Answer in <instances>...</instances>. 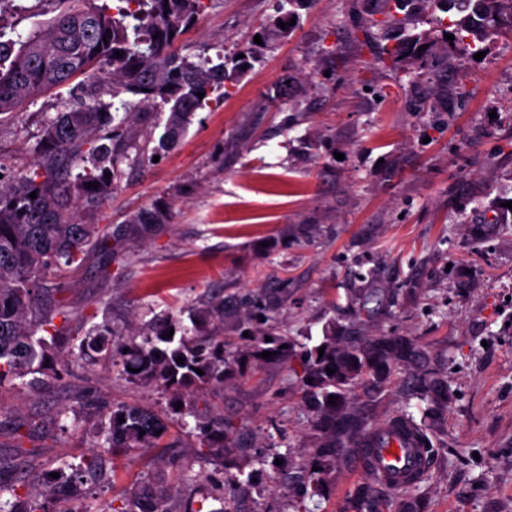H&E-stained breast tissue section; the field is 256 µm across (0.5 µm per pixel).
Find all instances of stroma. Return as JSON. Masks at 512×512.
I'll list each match as a JSON object with an SVG mask.
<instances>
[{
    "label": "stroma",
    "instance_id": "stroma-1",
    "mask_svg": "<svg viewBox=\"0 0 512 512\" xmlns=\"http://www.w3.org/2000/svg\"><path fill=\"white\" fill-rule=\"evenodd\" d=\"M383 7L313 0L301 9L293 32L268 38L233 72L175 149L123 165L98 216L112 231L107 250L48 279L63 290L78 341L105 322L136 337L163 314L187 328V307L217 296L232 337L259 294L268 327L297 349L333 326L354 338L403 337L421 351L420 362L394 364L385 383L363 380L348 399L366 429L403 409L423 424L432 462L407 490L378 487L349 447L322 486L293 493L320 444L300 359L253 356L223 388L202 387L197 413L236 431L224 473L264 471L258 485L225 484L227 512H512V35L477 60L446 40L447 14L368 26ZM276 16V0H207L177 49L233 67ZM399 38L406 48L385 54ZM73 90L1 120L0 162L27 170L44 116ZM159 199L173 202L170 222L140 236L131 217ZM381 289L393 305L360 312ZM433 378L447 386L444 403L431 400ZM170 400L121 367L70 358L43 393L0 386V464L44 491L50 463H79L100 445V404L142 406L167 422L161 447L105 453L106 477L88 500L127 499L161 481L181 502L190 489L179 464L199 443L193 418L173 416Z\"/></svg>",
    "mask_w": 512,
    "mask_h": 512
}]
</instances>
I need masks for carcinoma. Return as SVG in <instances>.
<instances>
[{"instance_id":"cac0c4a2","label":"carcinoma","mask_w":512,"mask_h":512,"mask_svg":"<svg viewBox=\"0 0 512 512\" xmlns=\"http://www.w3.org/2000/svg\"><path fill=\"white\" fill-rule=\"evenodd\" d=\"M75 5L59 12L42 29L27 37L4 39L0 27V116L20 104L62 86L78 75L85 76L80 101L64 102L43 123L33 147L34 162L24 174H12L0 163V386L19 381L35 394L59 380L45 367L49 351L66 339L70 311L60 297L62 289L45 283L48 274L84 263L93 249L105 250L112 237L108 227L96 223L103 204L112 196L121 164L136 150L139 161H152L173 149L195 114L209 106L211 96L224 89L228 78L224 58L190 62L176 51L181 35L200 18L203 0H114L113 13L93 0H73ZM306 0H280L275 26L285 35L289 22ZM385 17L371 19L380 29L436 8L452 16L454 44L471 54L490 46L502 28L497 17L503 6L512 12V0H387ZM160 34L155 39L153 35ZM122 57L114 56L115 52ZM205 93L199 97L198 93ZM110 96L107 101L104 96ZM167 108L165 123L155 105ZM151 121L164 125L156 139L138 142L132 124ZM111 177H105V173ZM97 187H88V183ZM36 193L31 198L30 193ZM172 202L159 200L129 220L147 231L150 224H167ZM61 319L55 324V319ZM195 334L165 337L177 329V321L158 319L149 334L137 342L117 337L106 323L92 326L79 344V354H104L115 366L172 393L173 413H190L187 397L202 385L224 387L230 363L239 360L235 342L224 336V299L210 301L205 309L189 308ZM255 354L267 351L273 359L288 362L297 355L306 366L309 404L313 423L324 434L309 468V479L318 484L336 466V456L354 443L363 427L360 414L345 407L358 380L371 376L380 381L390 365L415 355L413 343L396 336H378L364 342L347 341L328 330L318 349L295 351L286 336H271L251 327L246 317ZM43 335H38V332ZM184 362H179V358ZM335 370L329 375L326 368ZM203 374H198L196 369ZM336 402L329 403V396ZM181 409H176V406ZM99 434L101 447L140 451L157 446L167 432L166 422L136 407H104ZM145 434H140V431ZM232 427L222 422L199 420L195 436L197 458L206 460L230 448ZM101 467L97 456L75 465L62 462L49 478L45 493L33 491L18 475L0 482V512H51L47 498L66 488L68 498H86L85 485L96 479ZM236 484L235 475L213 480L214 488L201 499L185 502L179 511L169 505L163 488L146 486L135 492L131 505L106 503L84 505L71 512H224L208 499L224 503V483Z\"/></svg>"}]
</instances>
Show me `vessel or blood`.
Wrapping results in <instances>:
<instances>
[{
    "label": "vessel or blood",
    "instance_id": "1",
    "mask_svg": "<svg viewBox=\"0 0 512 512\" xmlns=\"http://www.w3.org/2000/svg\"><path fill=\"white\" fill-rule=\"evenodd\" d=\"M357 461L382 488L402 490L417 483L429 455L416 432L391 421L361 437Z\"/></svg>",
    "mask_w": 512,
    "mask_h": 512
}]
</instances>
